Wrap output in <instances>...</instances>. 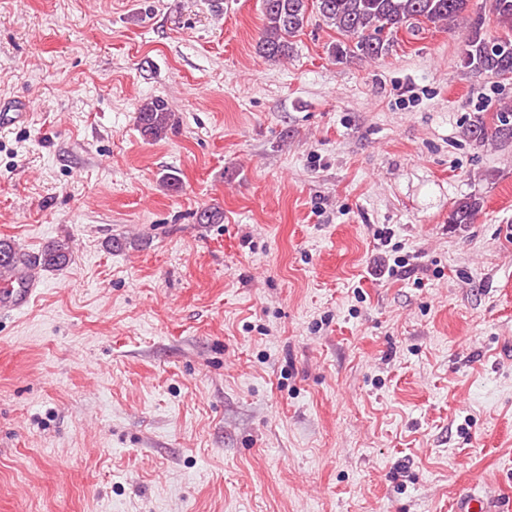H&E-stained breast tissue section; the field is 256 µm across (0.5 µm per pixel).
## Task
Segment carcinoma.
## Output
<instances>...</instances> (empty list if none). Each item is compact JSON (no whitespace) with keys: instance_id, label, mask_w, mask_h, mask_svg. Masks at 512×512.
<instances>
[{"instance_id":"obj_1","label":"carcinoma","mask_w":512,"mask_h":512,"mask_svg":"<svg viewBox=\"0 0 512 512\" xmlns=\"http://www.w3.org/2000/svg\"><path fill=\"white\" fill-rule=\"evenodd\" d=\"M311 6L342 36L330 49L338 62L359 55L383 57L394 46L393 35L428 22L448 30L463 29L462 63L472 73L512 78V35L485 37L481 19L469 14L470 0H262L259 53L271 61L288 58L291 40L308 21ZM492 10L498 23L512 32V0H492ZM175 124V113L162 98L144 103L137 115V127L148 141L162 139ZM470 135L481 143L511 139L509 110H503L494 126L476 120ZM482 205L476 196L458 200L448 214V223H472ZM223 220L224 213L218 207H205L196 213L199 224H220ZM71 258L72 247L66 239L47 243L35 256L22 252L10 240L0 239V265L11 267L20 284L35 278L37 271L65 268Z\"/></svg>"}]
</instances>
